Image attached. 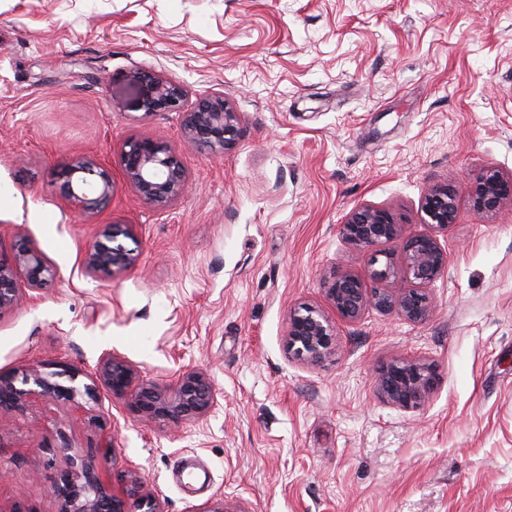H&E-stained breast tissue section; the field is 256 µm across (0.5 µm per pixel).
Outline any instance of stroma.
Masks as SVG:
<instances>
[{
  "mask_svg": "<svg viewBox=\"0 0 512 512\" xmlns=\"http://www.w3.org/2000/svg\"><path fill=\"white\" fill-rule=\"evenodd\" d=\"M136 69L183 85L189 106L223 93L237 145L211 154L185 142L181 112L126 107ZM154 135L188 174L162 208L120 168L127 140ZM79 155L113 181L85 218L54 187ZM489 167L512 174V0H0V243L24 225L59 271L0 317V372L74 368L89 385L115 353L162 383L203 372L217 393L177 424L103 391L77 407L30 397L0 425V512H59L49 478L71 452L111 485L136 473L163 512H512V205L484 218L460 193L424 321L348 322L322 288L400 254L348 244L354 209L425 235L424 191ZM101 224L138 228L139 262L114 280L81 267ZM303 305L336 333L318 366L286 344ZM400 358L438 374L415 410L371 378ZM183 458L204 487L176 479Z\"/></svg>",
  "mask_w": 512,
  "mask_h": 512,
  "instance_id": "stroma-1",
  "label": "stroma"
}]
</instances>
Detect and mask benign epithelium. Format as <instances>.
Instances as JSON below:
<instances>
[{
	"label": "benign epithelium",
	"mask_w": 512,
	"mask_h": 512,
	"mask_svg": "<svg viewBox=\"0 0 512 512\" xmlns=\"http://www.w3.org/2000/svg\"><path fill=\"white\" fill-rule=\"evenodd\" d=\"M133 108L149 116L180 107L186 90L179 83L145 70L126 76ZM183 136L191 144L213 153H225L239 139V115L222 93L201 96L195 108L186 113ZM126 181L147 204L163 207L184 191L188 177L181 162L168 145L156 137L128 141L121 155ZM59 193L75 208L93 214L112 198V176L99 169L97 162L79 156L57 169ZM473 209L492 215L512 203V176L490 168L469 183ZM458 187L453 183L425 190L420 214L435 230H446L456 223ZM399 218L391 210L362 206L341 225L340 233L350 244L371 248L400 236ZM135 239L131 224H101L83 252L81 261L92 276L121 277L137 265L139 255L121 239ZM448 261L434 235L409 237L401 244V261L386 258L372 270L376 283L368 287L356 275L333 270L323 280V292L336 314L349 321L358 319L365 309L374 307L395 311L412 322L424 320L431 309V298L424 286L433 282ZM58 274L57 267L40 247L16 226L11 248H0V315L13 310L25 298ZM287 346L296 358L319 364L336 353L334 327L314 307L303 306L290 314ZM96 380L112 397L124 403L142 420L178 422L201 417L217 404L212 383L199 371H185L169 384L143 379L128 361L110 353L101 360ZM374 384L382 396L402 409H417L437 383L430 362L399 359L377 368ZM37 393L54 401L72 402L78 395L95 398V389L63 385L51 380L40 365L31 364L18 373L0 372V423L20 411L29 395ZM50 488L60 499V512H163L160 502L143 492L135 475L122 487H109L96 474L93 465L83 462L53 474Z\"/></svg>",
	"instance_id": "obj_1"
}]
</instances>
